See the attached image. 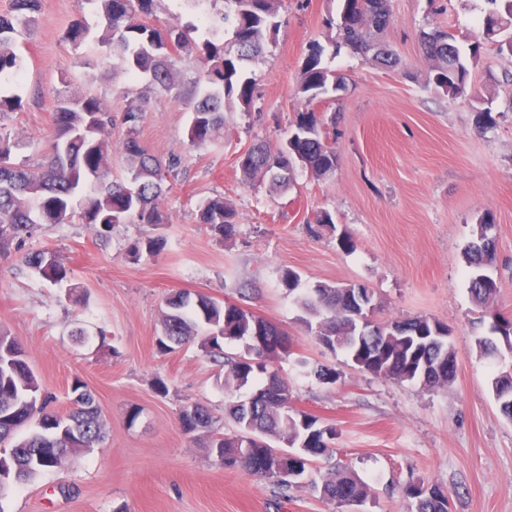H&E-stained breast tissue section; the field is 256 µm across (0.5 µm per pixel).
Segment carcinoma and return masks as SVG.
<instances>
[{"instance_id": "1", "label": "carcinoma", "mask_w": 512, "mask_h": 512, "mask_svg": "<svg viewBox=\"0 0 512 512\" xmlns=\"http://www.w3.org/2000/svg\"><path fill=\"white\" fill-rule=\"evenodd\" d=\"M104 20L102 33L90 48L94 58H110L132 80L144 79L147 87L163 91L175 99L185 98L180 66L195 71V95L187 139L200 147L215 141L224 128V113L254 111L258 100L256 84L242 73L243 63L256 58L279 30L282 0H225L228 12L204 13L206 37L196 39L190 26L172 21L159 28L147 22L159 0H93ZM482 26L498 23L497 34H485L461 47L455 35L441 26L421 30L419 43L428 62L427 85L451 99L473 97L472 73L480 63L484 46H494L497 54L512 58V0H484ZM41 0H13L12 10L0 14V89L18 82L25 71V59L17 50V37L31 27L40 11ZM392 18L390 0H341L339 18L330 17L327 25L337 31L331 40L333 52L349 49L362 59L386 69L399 66L393 50L383 47L370 51L369 43L380 42ZM232 27L231 46L224 43L226 25ZM324 46L310 44L304 57L296 94L305 109L294 113L288 134L275 148L257 144L249 148L240 162L243 181L269 184L273 191H286L296 182L299 171L316 181L329 179L336 171V124L327 122L324 113L311 105L345 90L343 78L330 69L324 59ZM147 97L131 100L122 121L128 127L123 141L112 142V111L105 102L91 95L73 96L56 102L50 150L36 169L23 168L12 160L15 143L0 131V256L20 251L24 238L42 224H81L99 228L100 235L112 231L114 224H167L169 218L160 207L170 180L179 175L180 160L165 161L149 154L140 144L136 127ZM476 126L487 131L497 124L489 107L475 110ZM119 153L126 177L112 178V154ZM237 213L222 195L210 196L196 205V219L206 224L219 239L235 234ZM310 233L335 231L331 212L322 210L306 221ZM496 235L493 216L477 219L474 240L463 249L469 268L468 289L475 306L487 315L498 292L490 268L495 261ZM21 261L40 278L57 284L66 269L55 253L41 250L22 254ZM282 286L295 293V303L306 314L302 321L310 332L329 337L328 350H341L364 374L394 383H413L427 392L450 387L456 375L437 367L444 360L458 358L450 340L430 341L440 321L427 316L393 318L365 327L348 312V284L318 282L296 291L299 275L284 270ZM162 312L161 334L157 345L162 351L196 343L212 352L224 340L246 344L245 354L224 361V388L235 394L249 392L228 407L237 432L210 438L209 448L224 467L253 469L252 459L269 456L282 470L308 475L316 459L299 448L288 454L272 455L274 446L292 437L318 435L322 457L334 453L335 432L305 412L285 410L275 390L292 394L271 362L249 363L253 359L254 338L282 336L275 324L253 316L232 303H220L199 295L192 299L179 293L168 297ZM479 353L499 356L501 349H512V319L496 316L491 335L475 337ZM303 368L324 384L338 380L336 370L320 363L300 361ZM492 391L500 413L512 421V375L501 372L492 380ZM72 408L61 417L50 410L53 398L45 392L31 368L21 344L0 330V497L11 488L25 484L45 471L64 467L70 457L86 451L104 439L106 422L95 395L85 384L75 381L71 392ZM197 420L181 423L185 433L212 432L214 416L207 407L190 403ZM321 496L334 512H354L346 500L366 503L371 486L347 465H335L323 477ZM408 512H452V503L439 485L410 483L403 489Z\"/></svg>"}]
</instances>
